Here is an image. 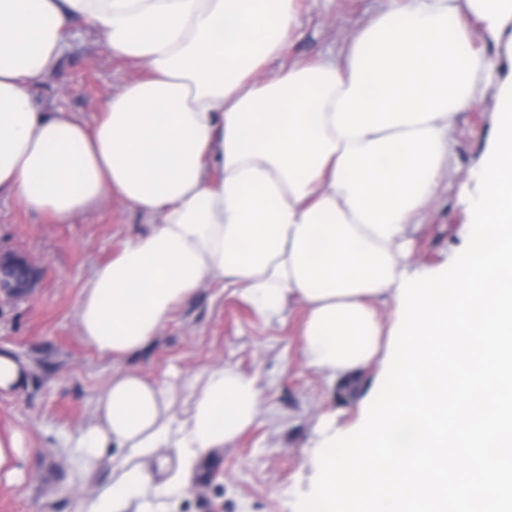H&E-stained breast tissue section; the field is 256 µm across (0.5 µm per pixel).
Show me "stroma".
<instances>
[{"instance_id":"stroma-1","label":"stroma","mask_w":512,"mask_h":512,"mask_svg":"<svg viewBox=\"0 0 512 512\" xmlns=\"http://www.w3.org/2000/svg\"><path fill=\"white\" fill-rule=\"evenodd\" d=\"M379 6V0H301L299 35L286 45L281 63L336 51ZM146 73L143 64L112 57L99 33L77 23L34 96L42 111L66 112L91 126L107 97ZM496 97V86H489L456 124L450 170L414 236L415 267L438 270L468 242L458 191L474 181ZM147 229L145 219L114 195L68 224L50 223L14 198L0 197V256L26 257L38 271L28 294L0 291V350L29 368L21 390L0 392V434L20 429L36 446L21 483L0 481V512H74L83 494L109 478L111 456L90 469L65 442L94 420L96 400L113 374L163 381L176 371L190 380L219 365L258 377L260 411L233 445L199 463L179 512H295L316 481L313 446L321 420L333 417L342 432L356 429L378 390L381 362L362 369L356 392H345L303 360L302 303L290 302L282 320L268 324L209 282L174 311L144 351L123 360L101 357L81 335L76 305L93 266Z\"/></svg>"}]
</instances>
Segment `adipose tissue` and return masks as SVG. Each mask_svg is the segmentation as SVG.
Here are the masks:
<instances>
[{"instance_id":"obj_1","label":"adipose tissue","mask_w":512,"mask_h":512,"mask_svg":"<svg viewBox=\"0 0 512 512\" xmlns=\"http://www.w3.org/2000/svg\"><path fill=\"white\" fill-rule=\"evenodd\" d=\"M299 0H0V194L57 224L120 197L151 227L97 264L76 308L99 355L145 349L203 280L261 318L307 307L306 363L348 386L382 348L373 301L397 299L411 234L492 82L476 36L512 54V0H392L336 54L258 74L299 29ZM476 18L473 33L467 17ZM82 21L146 77L94 126L32 88ZM187 416L172 385L120 372L71 445L112 456L77 512H177L196 464L248 429L259 380L203 371ZM30 449L0 435V480Z\"/></svg>"}]
</instances>
